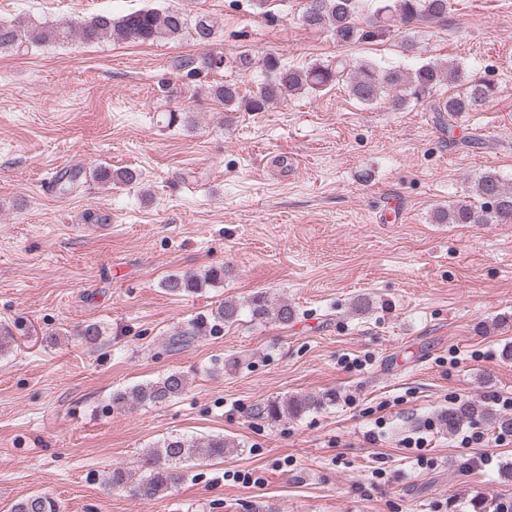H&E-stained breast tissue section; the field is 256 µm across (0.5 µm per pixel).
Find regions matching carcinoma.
<instances>
[{
	"mask_svg": "<svg viewBox=\"0 0 512 512\" xmlns=\"http://www.w3.org/2000/svg\"><path fill=\"white\" fill-rule=\"evenodd\" d=\"M362 0H307L302 14L303 24L312 30L326 31L339 46L357 42L379 41L403 28L409 32L430 24L448 22V0H368L363 23L355 17ZM188 18L177 8H141L120 17L98 15L79 25L29 21H0V49L27 51L32 47L66 43L77 39L85 44L103 39L150 44L160 40H174L187 29ZM193 37L201 44L210 43L214 26L206 17L193 21ZM224 56L212 50L201 56L186 57L179 67L190 74L221 69ZM264 79L248 97L240 96L236 84L226 82L213 87L215 98L224 107L243 108L247 112H264L269 105L289 95L306 90L323 91L340 82L346 84L350 95L363 105L388 102L395 110L414 102L429 99L430 111L441 128L448 119L462 112H472L487 102L494 87L482 81L463 82L462 67L453 62L425 63L414 69L401 66L384 67L373 62H351L344 57L329 64H314L307 68H293L280 57L267 55L262 60ZM448 83L459 89L443 99L432 98L435 89ZM90 178L104 184H131L139 175L131 170L114 171L98 168ZM479 203H458L434 212L439 224H512V187L505 184L495 172L479 175L472 188ZM224 279V269L211 268L202 273L184 272L169 275L163 288L178 295L195 293ZM246 315L257 323L275 322L286 325L295 317L294 309L286 302L273 303L268 295L258 292L239 302L225 300L212 312L216 323L233 324ZM188 379L182 372H171L155 381L134 385L112 392V407L121 410L133 406L163 404L184 392ZM326 395L298 393L271 400L259 409L266 419L276 422L283 418H297L320 407ZM448 433L456 432L465 423L484 420L503 433H512V416L493 413L477 400H464L448 407L439 415ZM232 447L226 438L174 437L148 451L138 470L116 467L108 473L106 482L144 504L160 499L180 479L174 464L188 458L222 459ZM10 512H61L58 501L43 493H34L17 500Z\"/></svg>",
	"mask_w": 512,
	"mask_h": 512,
	"instance_id": "cac0c4a2",
	"label": "carcinoma"
}]
</instances>
